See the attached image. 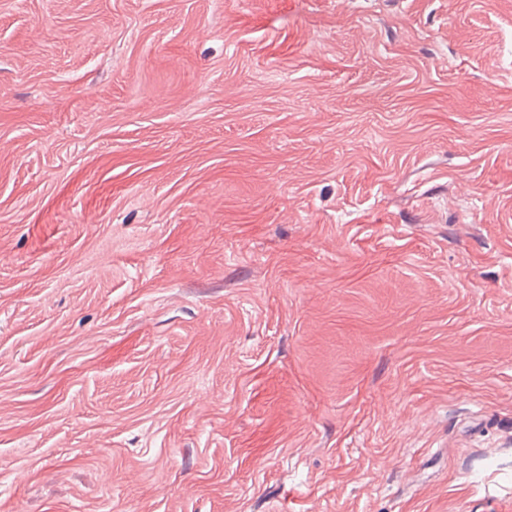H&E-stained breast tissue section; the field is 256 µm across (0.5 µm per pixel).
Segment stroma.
Listing matches in <instances>:
<instances>
[{"label":"stroma","instance_id":"obj_1","mask_svg":"<svg viewBox=\"0 0 512 512\" xmlns=\"http://www.w3.org/2000/svg\"><path fill=\"white\" fill-rule=\"evenodd\" d=\"M0 512H512V0H0Z\"/></svg>","mask_w":512,"mask_h":512}]
</instances>
